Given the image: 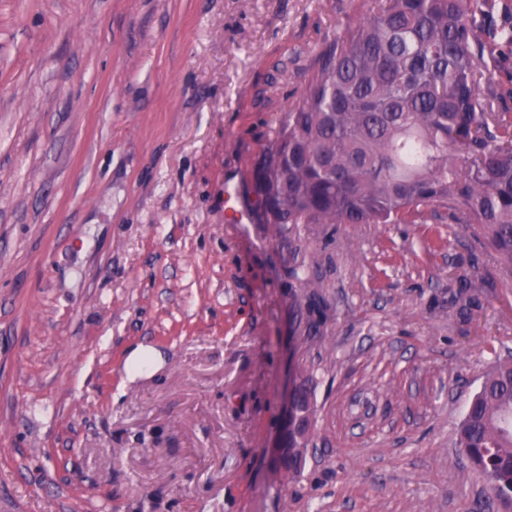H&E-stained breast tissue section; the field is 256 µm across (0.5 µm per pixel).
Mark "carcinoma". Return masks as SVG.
Instances as JSON below:
<instances>
[{
	"instance_id": "carcinoma-1",
	"label": "carcinoma",
	"mask_w": 512,
	"mask_h": 512,
	"mask_svg": "<svg viewBox=\"0 0 512 512\" xmlns=\"http://www.w3.org/2000/svg\"><path fill=\"white\" fill-rule=\"evenodd\" d=\"M486 2L386 0L325 47L267 148L268 223L400 224L446 202L512 266V114L492 103ZM458 445L512 512V357L485 375ZM305 447L289 436L290 481Z\"/></svg>"
}]
</instances>
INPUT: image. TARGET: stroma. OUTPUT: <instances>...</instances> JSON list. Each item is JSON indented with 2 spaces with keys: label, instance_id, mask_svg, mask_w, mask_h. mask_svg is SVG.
Returning a JSON list of instances; mask_svg holds the SVG:
<instances>
[{
  "label": "stroma",
  "instance_id": "1",
  "mask_svg": "<svg viewBox=\"0 0 512 512\" xmlns=\"http://www.w3.org/2000/svg\"><path fill=\"white\" fill-rule=\"evenodd\" d=\"M379 7L0 0V512H480L456 430L512 356V271L444 205L294 234L260 206L279 119ZM490 13L512 111V0Z\"/></svg>",
  "mask_w": 512,
  "mask_h": 512
}]
</instances>
